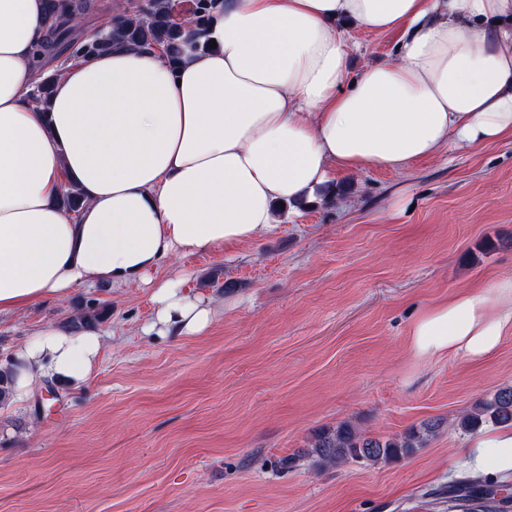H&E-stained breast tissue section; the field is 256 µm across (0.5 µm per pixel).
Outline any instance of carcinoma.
<instances>
[{"label":"carcinoma","instance_id":"cac0c4a2","mask_svg":"<svg viewBox=\"0 0 512 512\" xmlns=\"http://www.w3.org/2000/svg\"><path fill=\"white\" fill-rule=\"evenodd\" d=\"M66 10H51L48 15V36L37 56L53 52L61 55L69 50L75 55L87 56L106 51L117 44L154 49L159 48L174 62L180 54L186 25L174 17L173 0H152L150 12L134 22L114 24L99 37L78 40L73 20L88 8L89 0H63ZM191 27L201 34L208 19L211 0H191ZM106 317V310L86 306L71 326L81 330ZM12 395V372L8 366L0 368V404ZM486 423L512 424V387L503 388L479 401L472 412L464 415L459 426L475 431ZM439 424L426 423L400 437L381 440L366 437L348 425L324 429L313 437L304 456L311 457L321 467H334L349 460H363L371 464L389 462L409 456L423 447L428 437L435 434ZM448 512H499L501 503L512 499V489L504 484L458 479L448 485Z\"/></svg>","mask_w":512,"mask_h":512}]
</instances>
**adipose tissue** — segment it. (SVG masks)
I'll return each mask as SVG.
<instances>
[{
  "label": "adipose tissue",
  "instance_id": "adipose-tissue-1",
  "mask_svg": "<svg viewBox=\"0 0 512 512\" xmlns=\"http://www.w3.org/2000/svg\"><path fill=\"white\" fill-rule=\"evenodd\" d=\"M180 61L121 45L84 57L34 103L48 0H0V316L97 285L152 284L148 336H199L216 308L172 258L230 251L270 231L275 206L316 200L336 169H400L512 138V0H212ZM398 38L348 79L341 25ZM83 205L70 212L64 189ZM512 330V276L425 311L410 352L492 355ZM103 348L47 326L12 357V396L77 385ZM473 477L512 479V428L470 444Z\"/></svg>",
  "mask_w": 512,
  "mask_h": 512
}]
</instances>
